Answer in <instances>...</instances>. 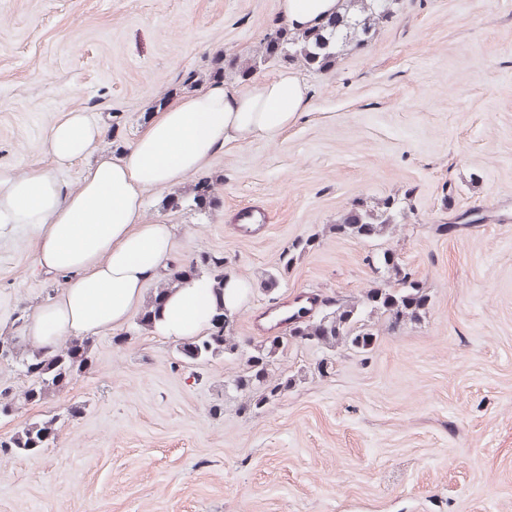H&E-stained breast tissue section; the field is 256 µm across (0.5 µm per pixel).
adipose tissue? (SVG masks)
I'll return each mask as SVG.
<instances>
[{"label":"adipose tissue","mask_w":512,"mask_h":512,"mask_svg":"<svg viewBox=\"0 0 512 512\" xmlns=\"http://www.w3.org/2000/svg\"><path fill=\"white\" fill-rule=\"evenodd\" d=\"M342 10L343 0H278L281 23L297 33ZM308 103L307 86L290 72L246 90L213 81L164 106L119 153L102 149L104 124L63 113L43 142L45 163L22 173L0 167V232L27 229L35 268L63 279L55 299L31 313L26 340L50 352L123 325L173 249L171 225L144 216L146 194L184 182L224 150L275 138ZM77 163L78 183L66 187L57 173ZM248 290L229 276L217 295L209 279L187 277L164 296L152 330L176 341L210 332L217 310L235 311Z\"/></svg>","instance_id":"obj_1"}]
</instances>
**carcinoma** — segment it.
<instances>
[{"instance_id":"obj_1","label":"carcinoma","mask_w":512,"mask_h":512,"mask_svg":"<svg viewBox=\"0 0 512 512\" xmlns=\"http://www.w3.org/2000/svg\"><path fill=\"white\" fill-rule=\"evenodd\" d=\"M396 0H345L344 12L324 25L307 32L290 33L283 26H277L266 38L259 59H252L237 65L239 74L246 78L257 67V61L272 57L298 63L308 70L323 71L336 64L343 52L367 43L377 26L388 21ZM209 186L198 183L193 189L192 201L197 207H209L214 196L208 192ZM400 215L397 202L386 199L382 206L370 209L358 205L343 214L339 222L330 230L362 239L383 236ZM221 259L202 256L190 265L189 269L176 267L168 278L167 287L179 283L187 275H198L200 270L213 272L214 287L222 289L224 272ZM383 265L393 275L395 285L377 288L365 295L362 303L338 304L336 308L319 319L293 318L289 336L295 341H304L318 346L335 347L348 345L365 352L373 343L374 333L362 328L367 311H380L388 316L391 323L399 324L419 320L425 313L428 296L419 282L410 279V273L398 267V260L383 254ZM165 289L157 290L141 314L142 328H151L152 314L156 313ZM228 314L219 312L214 318L215 329L203 336H196L183 343L180 353L190 360H203L221 353L236 350V343L224 334ZM288 340L273 337L268 344L261 345L248 356L246 368L235 379V386L252 392L248 406L259 408L267 401L286 390L290 381L271 382L268 380V366L279 352L286 349ZM90 359L88 341H72L51 353L35 350L23 362L25 373L33 378L32 384L24 392L26 400L39 401L48 394L69 384L87 367ZM54 420L32 423L17 431L11 439L12 447L21 453H31L49 445L54 438Z\"/></svg>"}]
</instances>
